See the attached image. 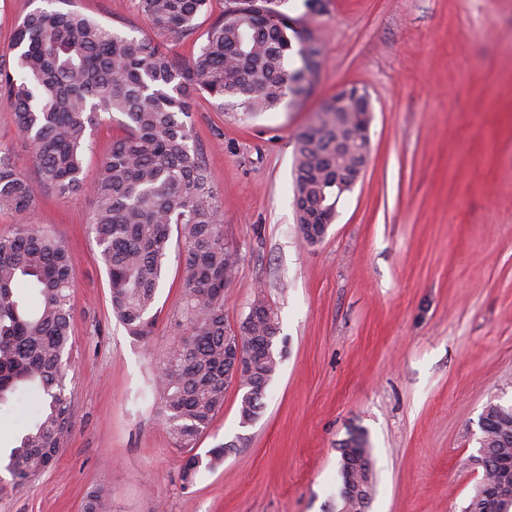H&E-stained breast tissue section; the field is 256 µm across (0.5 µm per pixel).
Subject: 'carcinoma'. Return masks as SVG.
Wrapping results in <instances>:
<instances>
[{"label":"carcinoma","mask_w":512,"mask_h":512,"mask_svg":"<svg viewBox=\"0 0 512 512\" xmlns=\"http://www.w3.org/2000/svg\"><path fill=\"white\" fill-rule=\"evenodd\" d=\"M235 0L208 29L192 59L177 63L149 39L122 36L75 10L36 9L20 21L13 65L0 61L6 95L20 133L32 146L39 184L63 197L88 196L89 224L106 267L112 313L128 333L149 339L173 233L183 239L182 300L186 336L163 358L154 393L161 422L186 457L184 485L224 463V446L194 452L197 439L224 407V347L236 334L249 350L242 370L241 423L256 421L283 356L279 322L263 297L262 313L233 331L224 323V288L237 259L224 244L222 213L207 167L192 145L189 100L206 95L217 109L232 104L246 115L278 107L286 96L310 94L308 75L320 69V51L290 30V18L263 0ZM209 0H138L139 12L160 34H184ZM370 111L368 95L345 88L327 100L317 122L296 139L294 205L304 241L301 202L318 206L316 220L336 216V142L341 159L363 162L358 132ZM125 118L97 178L83 177L88 130L103 114ZM37 189L0 155V210L25 214ZM73 260L65 241L36 224L0 235V405L27 394L39 406L19 434L5 469L16 485L57 460L74 418L67 380L73 322ZM30 288L38 303L24 306L17 291ZM481 421L474 461L482 477L464 512H512V406L491 403ZM341 490L336 512H366L373 491L371 451L354 429L338 448ZM82 512H108L99 491Z\"/></svg>","instance_id":"1"}]
</instances>
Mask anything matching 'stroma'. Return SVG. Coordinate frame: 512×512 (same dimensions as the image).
Listing matches in <instances>:
<instances>
[{
	"label": "stroma",
	"instance_id": "35a3bbf8",
	"mask_svg": "<svg viewBox=\"0 0 512 512\" xmlns=\"http://www.w3.org/2000/svg\"><path fill=\"white\" fill-rule=\"evenodd\" d=\"M229 0L164 46L187 61ZM38 8L77 10L136 38L156 33L137 0H0V57ZM283 12L322 43L312 93L250 117L192 99L194 143L211 173L224 241L238 254L224 320L238 328L257 296L278 316L285 352L254 423L241 393L198 439L227 445L223 466L180 479L183 455L157 416L152 380L185 334L182 272L171 249L154 334L112 314L92 204L44 190L28 221L74 259L71 436L55 466L13 488L0 465V512H81L101 491L111 512H336L338 446L363 429L373 461L368 512H463L481 468L471 460L486 406L512 405V0H286ZM366 90L373 119L362 178L324 241L298 229L297 135L336 90ZM119 113L90 135L94 180ZM0 153L37 183L29 141L0 95ZM38 406L0 408V462Z\"/></svg>",
	"mask_w": 512,
	"mask_h": 512
}]
</instances>
